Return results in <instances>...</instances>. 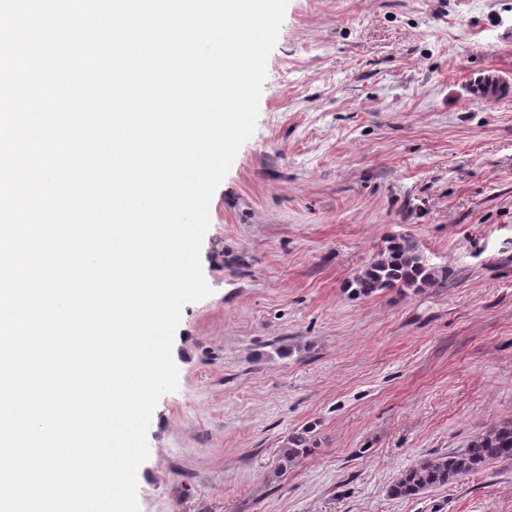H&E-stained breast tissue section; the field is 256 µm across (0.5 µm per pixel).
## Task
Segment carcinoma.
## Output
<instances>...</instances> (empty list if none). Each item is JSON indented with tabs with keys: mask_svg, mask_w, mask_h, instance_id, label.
<instances>
[{
	"mask_svg": "<svg viewBox=\"0 0 512 512\" xmlns=\"http://www.w3.org/2000/svg\"><path fill=\"white\" fill-rule=\"evenodd\" d=\"M435 282V272L426 267L414 243L405 237L388 239L377 258L355 280L359 292L364 295L385 288H423ZM312 451L309 430L304 429L288 438L282 448V459L290 464ZM502 460H512V421L489 427L474 436L461 451L425 460L406 469L390 486L389 493L396 498L415 496Z\"/></svg>",
	"mask_w": 512,
	"mask_h": 512,
	"instance_id": "cac0c4a2",
	"label": "carcinoma"
}]
</instances>
